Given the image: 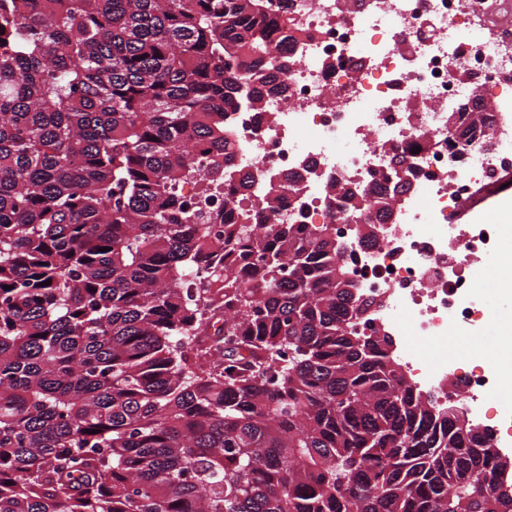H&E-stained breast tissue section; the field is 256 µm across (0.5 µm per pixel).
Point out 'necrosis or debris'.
I'll return each instance as SVG.
<instances>
[{
	"label": "necrosis or debris",
	"instance_id": "4bbe7bcc",
	"mask_svg": "<svg viewBox=\"0 0 512 512\" xmlns=\"http://www.w3.org/2000/svg\"><path fill=\"white\" fill-rule=\"evenodd\" d=\"M298 37L287 97L230 113L235 163L254 177L255 223L335 224L367 308L356 333L388 336L423 392L445 385L476 419L492 418L512 447V409L487 402L512 388V371L484 360L462 369L449 338L475 335L484 286L464 267L499 255L498 225L468 224L469 206L512 176V39L481 25L473 0H269ZM480 97L491 115L465 145H448V115ZM406 155L411 187L396 196L375 244H360L340 187L369 186ZM295 174L292 188H280ZM279 187L275 212L266 198ZM431 344L425 357L419 341Z\"/></svg>",
	"mask_w": 512,
	"mask_h": 512
}]
</instances>
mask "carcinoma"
<instances>
[{
    "label": "carcinoma",
    "instance_id": "obj_1",
    "mask_svg": "<svg viewBox=\"0 0 512 512\" xmlns=\"http://www.w3.org/2000/svg\"><path fill=\"white\" fill-rule=\"evenodd\" d=\"M275 30L262 0H0V512H512L493 435L347 330L335 225L250 223L228 113L283 92ZM217 176L239 197L195 214L178 185ZM407 188L342 195L380 223Z\"/></svg>",
    "mask_w": 512,
    "mask_h": 512
}]
</instances>
